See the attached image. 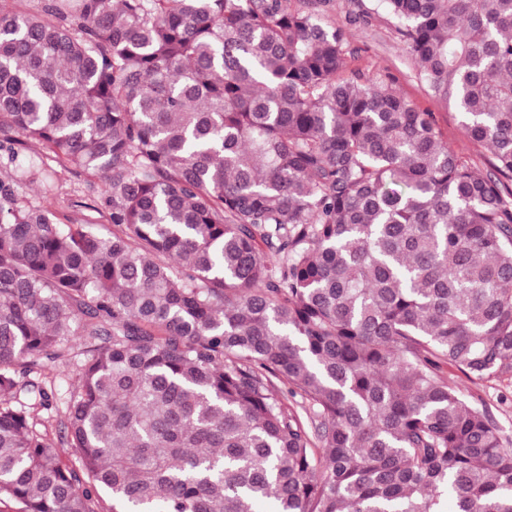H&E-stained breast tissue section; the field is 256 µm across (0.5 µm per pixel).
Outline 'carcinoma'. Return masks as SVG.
<instances>
[{
	"instance_id": "1",
	"label": "carcinoma",
	"mask_w": 512,
	"mask_h": 512,
	"mask_svg": "<svg viewBox=\"0 0 512 512\" xmlns=\"http://www.w3.org/2000/svg\"><path fill=\"white\" fill-rule=\"evenodd\" d=\"M7 2L8 161L107 175L115 230L0 181V503L512 512V443L442 376L512 369V0H380L486 176L290 0Z\"/></svg>"
}]
</instances>
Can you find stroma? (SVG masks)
<instances>
[{"label":"stroma","mask_w":512,"mask_h":512,"mask_svg":"<svg viewBox=\"0 0 512 512\" xmlns=\"http://www.w3.org/2000/svg\"><path fill=\"white\" fill-rule=\"evenodd\" d=\"M326 27L346 36L345 71L370 78L392 77L403 95L421 110L433 114L443 139L477 172L491 173L492 155L462 132L460 118L447 104L431 95L418 77L398 23L379 0H323L315 10ZM0 180L10 183L21 206L49 208L59 223L89 224L101 237L111 236L113 225L102 206L104 177L60 167L29 144L17 163H8L0 151ZM449 385L464 389L483 406L503 435L512 441V371L483 382H471L459 371H444Z\"/></svg>","instance_id":"obj_1"}]
</instances>
